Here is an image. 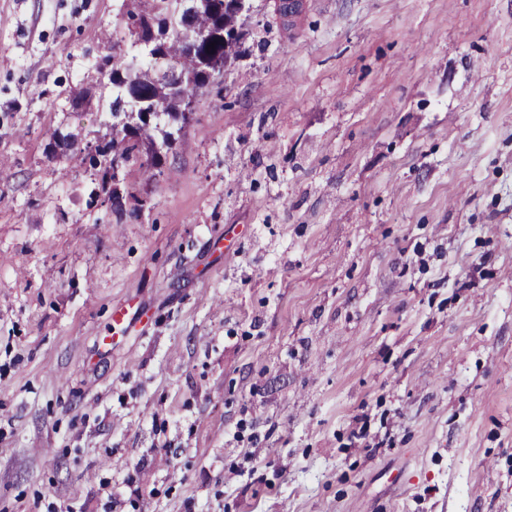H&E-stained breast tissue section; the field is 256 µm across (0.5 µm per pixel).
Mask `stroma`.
<instances>
[{"label":"stroma","mask_w":512,"mask_h":512,"mask_svg":"<svg viewBox=\"0 0 512 512\" xmlns=\"http://www.w3.org/2000/svg\"><path fill=\"white\" fill-rule=\"evenodd\" d=\"M125 8L0 0V512H512V0H253L136 218Z\"/></svg>","instance_id":"35a3bbf8"}]
</instances>
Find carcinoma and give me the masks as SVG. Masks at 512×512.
Here are the masks:
<instances>
[{"instance_id":"obj_1","label":"carcinoma","mask_w":512,"mask_h":512,"mask_svg":"<svg viewBox=\"0 0 512 512\" xmlns=\"http://www.w3.org/2000/svg\"><path fill=\"white\" fill-rule=\"evenodd\" d=\"M153 2L147 11L129 13L135 54L127 56L115 42L99 61L112 88L111 98L99 108L112 118L105 138L84 147L64 139L56 144L54 157L79 153L112 181L116 163L124 177L133 167L161 169L180 143L185 110L193 109L196 95L214 85L237 57L249 15L232 0ZM197 34L200 40L189 53L184 41ZM212 42L215 48L210 49Z\"/></svg>"}]
</instances>
